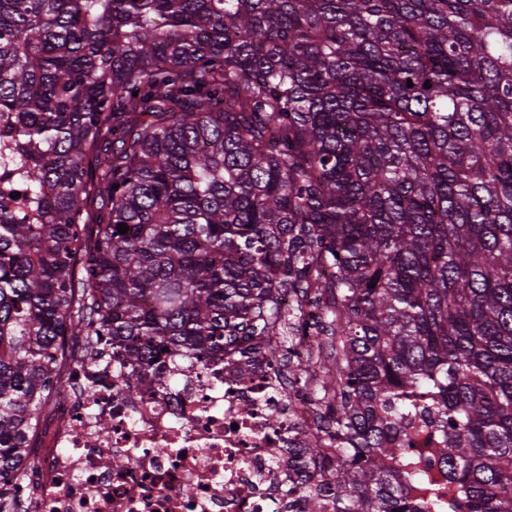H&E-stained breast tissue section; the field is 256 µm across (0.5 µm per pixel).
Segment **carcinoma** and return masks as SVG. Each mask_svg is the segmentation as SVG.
<instances>
[{
	"mask_svg": "<svg viewBox=\"0 0 512 512\" xmlns=\"http://www.w3.org/2000/svg\"><path fill=\"white\" fill-rule=\"evenodd\" d=\"M313 288L301 512H512V0H0V499L69 343L133 392Z\"/></svg>",
	"mask_w": 512,
	"mask_h": 512,
	"instance_id": "obj_1",
	"label": "carcinoma"
}]
</instances>
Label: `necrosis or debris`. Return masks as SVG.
<instances>
[{"mask_svg": "<svg viewBox=\"0 0 512 512\" xmlns=\"http://www.w3.org/2000/svg\"><path fill=\"white\" fill-rule=\"evenodd\" d=\"M102 376L77 360L63 369L35 479L16 496L25 512H288L292 426L312 428L316 402L274 361L218 355L149 372L133 394L106 378L86 399L82 384Z\"/></svg>", "mask_w": 512, "mask_h": 512, "instance_id": "obj_1", "label": "necrosis or debris"}]
</instances>
